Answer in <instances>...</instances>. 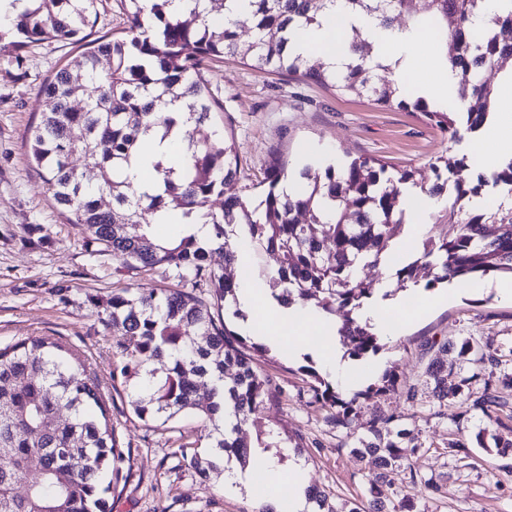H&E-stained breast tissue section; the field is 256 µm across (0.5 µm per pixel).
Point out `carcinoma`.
<instances>
[{"mask_svg":"<svg viewBox=\"0 0 512 512\" xmlns=\"http://www.w3.org/2000/svg\"><path fill=\"white\" fill-rule=\"evenodd\" d=\"M26 5L13 31L21 41L0 44V51L27 44L66 42L98 20L97 0H17ZM170 0H155L145 12L141 0H129L126 36H102L41 86L48 102L41 123L31 137L32 156L43 170L47 190L62 215L77 224L88 240L105 247L127 268L173 269L178 278L210 283L211 302L176 288L134 294H114L105 307L112 327L113 347L124 359L123 377L144 376L131 404L142 419L168 421L184 411L195 412L210 428L209 449L180 448L184 464L201 476L224 475V457L244 465L251 448H278L267 442L268 432L256 411L276 397L273 378L257 360L270 348L231 332L226 310L244 317L235 279L226 273L239 262L237 239L250 240L260 250L276 255L277 265L264 273L270 296L285 306L313 305L326 312L338 306L346 313L336 335L347 354L356 359L382 349L373 325L357 312L373 297L375 288L357 276L360 265H376L391 254L403 225L401 184L384 165L372 159L299 171L302 190L293 193L279 184L288 178L282 165L267 171L269 191L258 208L229 191L245 177L237 153L225 144L214 126L221 104L211 95L204 77L206 63L215 58H238L260 69L287 73L331 87L341 95L367 94L378 104L412 109L448 133V158L435 168L430 197L454 196L448 204V223L458 225L452 238L432 237L422 242V253L393 269L392 283L402 291L415 281L420 264L435 270L425 289L454 279L469 280L496 272L512 274V201L492 202L477 213L461 202L480 194L493 182L512 185V159L473 187L449 176L466 167V158L453 155L460 129L477 133L492 119L495 82L484 73L499 70L512 58V0H499L493 27L474 30L473 19L487 0H224V14H245L229 24H215L209 14L216 0H184L185 11L168 13ZM334 10L349 18L348 62L331 69L318 57L293 54L289 43L300 30L319 28ZM387 31L426 26L449 48L445 60L459 76L457 109L429 108L421 97L406 99L398 85L374 81L377 70L393 71L379 56L369 55L372 41L360 21ZM247 28L252 38L243 41ZM109 67H101L102 60ZM85 99L78 109L73 99ZM176 105L187 113L183 128L166 114ZM161 142L182 138L192 150L184 165L160 157L153 162L160 175V193L137 191L125 169L137 155L142 140ZM78 154L83 166L70 164ZM214 196L224 198L219 211L209 208ZM112 205H103V198ZM193 217L211 228L203 241L192 234L165 244L149 232L151 217L162 209ZM224 253V267L209 268L210 253ZM460 353L475 364L496 363L471 338L460 343ZM165 361L164 371L149 368ZM301 370L313 379L314 402L335 410L331 420L347 428L355 414V400L339 397L312 367ZM428 376L442 399L464 392L466 381L450 385L433 363ZM207 381L206 400L198 397V383ZM476 407L488 417L498 416L501 403L487 391ZM256 431L247 440L243 427ZM407 435L395 420L378 418L359 439L355 452L375 459L378 480L365 500L350 512H387L390 475L404 465L399 440ZM39 455L42 472L32 473L31 458ZM126 456L119 448L115 428L99 386L81 355L71 345L41 336L0 347V512H107L105 495L127 481Z\"/></svg>","mask_w":512,"mask_h":512,"instance_id":"cac0c4a2","label":"carcinoma"}]
</instances>
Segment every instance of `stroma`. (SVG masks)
Instances as JSON below:
<instances>
[{"instance_id": "1", "label": "stroma", "mask_w": 512, "mask_h": 512, "mask_svg": "<svg viewBox=\"0 0 512 512\" xmlns=\"http://www.w3.org/2000/svg\"><path fill=\"white\" fill-rule=\"evenodd\" d=\"M81 50L78 44L45 43L0 52V345L55 336L86 357L119 446L130 457V477L109 497V512H260L261 503L244 489H225L223 481L203 480L181 466V446L209 444L196 414L166 422L140 419L131 406L134 381L117 375L123 360L112 346L102 300L125 288L176 287L174 272L129 269L111 253L86 245L82 230L56 208L29 156L28 131L45 110L40 87ZM206 77L223 106L215 122L249 175L235 190L250 206L268 192L264 172L273 158L292 174L308 163L369 158L384 164L388 175L410 176L402 190L416 207L407 213L401 240L413 238L419 224L429 235L456 234L445 216L447 197L423 192L447 154L448 135L421 113L380 106L366 96H340L231 59L211 63ZM498 282L494 275L450 283V300L425 315L407 309L405 293L392 296L393 333L380 337L381 351L360 360L340 355L352 377L323 374L341 398L356 402L347 428L331 423L327 409L313 402L298 371L302 354L274 347L263 368L278 397L260 408L259 418L287 446V462L302 463L309 485L329 493L338 512H349L379 472L373 459H359L355 449L380 416L399 419L409 431L402 442L408 466L392 476V502L411 499L418 512H512V457L485 452L476 443L482 431L512 440V386L500 383L512 375V304L500 300ZM469 337L498 353L500 364L484 369L461 356L458 345ZM435 361L442 362L449 382L468 379L469 400H438L426 374ZM387 371L396 375L397 388L361 399ZM489 385L505 404L495 419L473 404ZM430 482L438 492L427 490Z\"/></svg>"}]
</instances>
